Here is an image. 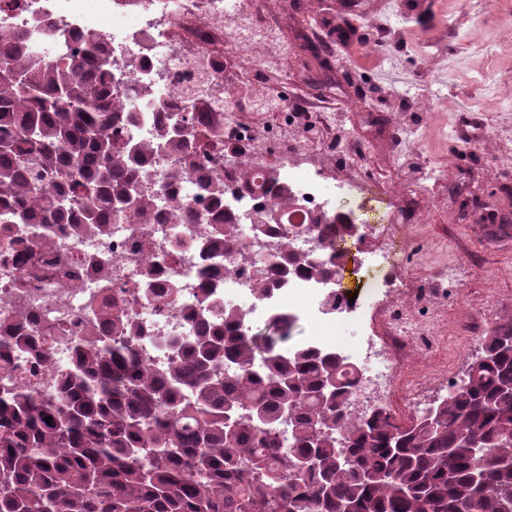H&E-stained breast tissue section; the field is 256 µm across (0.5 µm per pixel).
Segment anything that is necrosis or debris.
<instances>
[{"mask_svg": "<svg viewBox=\"0 0 512 512\" xmlns=\"http://www.w3.org/2000/svg\"><path fill=\"white\" fill-rule=\"evenodd\" d=\"M187 21L193 31L180 33ZM226 27L232 41L220 50L212 38ZM1 30L35 47L52 39L58 49L74 54L81 53L85 36L103 35L112 97L137 116L134 141L155 142L161 130L175 128L192 138L210 175L226 185L224 209L239 217L232 230L243 256L225 258L218 225L201 219L172 223L170 200L190 204L200 215L211 201L199 188L194 167L163 149L143 175L146 185L166 187L157 223L131 224L122 217L103 232L91 224H59L49 235L40 224H0V342L19 334L31 341L30 347L0 355V379L12 378L41 395L58 393L57 378L74 359V337L111 324L116 299L132 317L136 354L161 369L176 357L178 345L223 322L225 303L235 304L247 325L274 311L302 312L310 323L305 346L338 353L358 367L354 397L367 412L394 387L404 341L435 347V336L410 313L387 307L389 286L383 281L331 311L325 301L340 287L337 279L324 285L293 277L262 302L247 286L254 265H271L275 255L276 239L257 234L245 220L259 206L271 205L269 172L294 195L279 216L284 228L352 221L349 211L335 205L341 197L370 192L390 203L401 194L390 182L337 180L323 161L320 140L330 139L347 167L355 165L362 149L337 132L334 107L296 110L284 103L279 108L283 127L269 129L261 140L240 124V102L265 96L266 85L260 76L242 85L224 57L243 46L271 55L276 20L245 11L239 0H0ZM206 79L214 87L204 100L210 132L205 139L204 129L190 122L179 104L185 90ZM241 169L252 176L246 190L237 178ZM18 236L26 255L4 247ZM341 318L358 329L357 339L342 346L337 343Z\"/></svg>", "mask_w": 512, "mask_h": 512, "instance_id": "4bbe7bcc", "label": "necrosis or debris"}]
</instances>
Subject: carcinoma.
I'll use <instances>...</instances> for the list:
<instances>
[{"mask_svg":"<svg viewBox=\"0 0 512 512\" xmlns=\"http://www.w3.org/2000/svg\"><path fill=\"white\" fill-rule=\"evenodd\" d=\"M81 55L34 54L0 32V224L154 223L138 190L150 144L120 146L134 121L110 98L105 40ZM158 147L187 152L171 131ZM314 252L282 234L260 299L288 276L329 280L350 258L353 224L314 225ZM224 304V326L180 348L162 372L127 344L78 337L63 400L0 391V512H512V321L484 337L481 360L448 387L432 422L409 426L345 411L358 371L347 359L280 347ZM49 416L48 423L44 417Z\"/></svg>","mask_w":512,"mask_h":512,"instance_id":"carcinoma-1","label":"carcinoma"}]
</instances>
